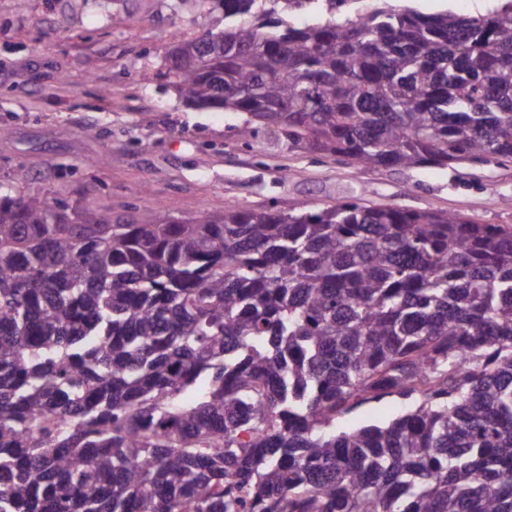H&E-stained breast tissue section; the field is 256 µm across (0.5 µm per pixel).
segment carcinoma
<instances>
[{
    "label": "carcinoma",
    "instance_id": "carcinoma-1",
    "mask_svg": "<svg viewBox=\"0 0 512 512\" xmlns=\"http://www.w3.org/2000/svg\"><path fill=\"white\" fill-rule=\"evenodd\" d=\"M359 2L210 0L224 29L169 72L243 137L512 160V0ZM387 397L391 421L336 428ZM0 512H512V227L1 195ZM390 3L394 5H410L425 13L448 9V11L464 15L482 13L492 2L490 0H415L411 2L401 0Z\"/></svg>",
    "mask_w": 512,
    "mask_h": 512
}]
</instances>
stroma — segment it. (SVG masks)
Returning a JSON list of instances; mask_svg holds the SVG:
<instances>
[{
    "mask_svg": "<svg viewBox=\"0 0 512 512\" xmlns=\"http://www.w3.org/2000/svg\"><path fill=\"white\" fill-rule=\"evenodd\" d=\"M223 26L202 0H0V193H49L119 223L159 207L184 221L357 199L512 227V161L361 167L289 150L270 127L241 139L239 115L188 105L166 53Z\"/></svg>",
    "mask_w": 512,
    "mask_h": 512,
    "instance_id": "1",
    "label": "stroma"
}]
</instances>
